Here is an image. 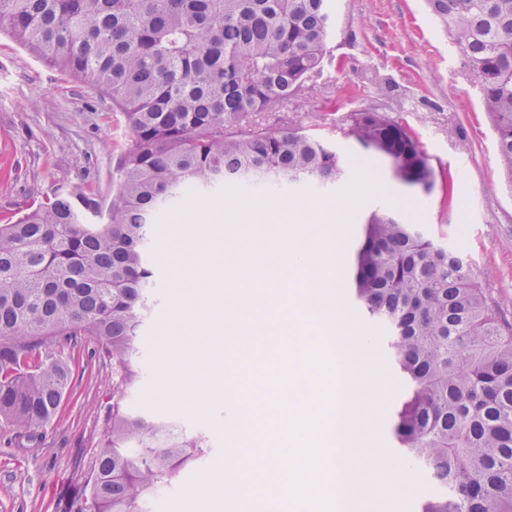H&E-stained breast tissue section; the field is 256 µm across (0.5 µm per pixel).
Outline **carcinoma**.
<instances>
[{
    "label": "carcinoma",
    "mask_w": 512,
    "mask_h": 512,
    "mask_svg": "<svg viewBox=\"0 0 512 512\" xmlns=\"http://www.w3.org/2000/svg\"><path fill=\"white\" fill-rule=\"evenodd\" d=\"M427 5L480 84L512 182V0ZM0 28L98 88L130 132L109 205L75 186L0 224V420L36 442L72 368L34 351L46 336L92 337L112 360V418L67 512H144L208 453L204 437L129 406L155 285L151 227L193 192L237 184L273 194L345 177L336 148L254 119L310 89L333 32L332 0H0ZM349 136L394 162L402 184L433 189L435 169L409 125L361 110ZM354 281L403 384L396 445L444 488L420 512H512V327L500 326L470 264L378 209L365 219Z\"/></svg>",
    "instance_id": "1"
}]
</instances>
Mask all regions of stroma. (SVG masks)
Listing matches in <instances>:
<instances>
[{
  "label": "stroma",
  "instance_id": "35a3bbf8",
  "mask_svg": "<svg viewBox=\"0 0 512 512\" xmlns=\"http://www.w3.org/2000/svg\"><path fill=\"white\" fill-rule=\"evenodd\" d=\"M328 57L322 73L312 79L310 93H298L261 113L259 124L272 130L299 128L326 140L344 157L347 175L336 185L311 188L314 208L299 227L276 224L269 211L251 215L250 223L265 225L271 237L288 235L298 242L306 227L341 226L337 300L357 335L379 336L382 328L368 321L354 301V256L366 216L396 207L410 223L472 262L499 323L512 324V185L498 168L495 134L480 105L479 83L425 0H336ZM364 109L411 126L436 172L452 175V200H445L442 188L426 194L396 181L387 161L362 154L348 131L350 115ZM128 138L121 113L107 97L37 59L8 32L0 33V224L77 185L93 186L104 201H111ZM362 170L382 189L355 199L351 193ZM223 234L213 223L199 241L174 229L152 236L155 287L140 339L143 378L131 405L149 416L177 417L187 434L206 436L211 451L147 500L146 512H157L165 500L176 502L178 512H224L223 499L207 495L206 486L218 476L228 452L242 459L261 449L252 433L258 413L247 403L238 407L240 430L225 434L224 394L246 377L247 362L271 359L280 339L307 313L302 305L305 275L247 263L239 279L280 289L281 304L247 307V351L236 349L223 335L209 334L215 351L205 364L206 408L162 399L161 384L170 370L163 338L175 305L186 298L177 269L213 260ZM39 352L71 360L74 376L60 412L36 446L19 447L15 429L0 421V512H63L81 493L110 424L112 365L97 342L89 336L68 341L53 336ZM371 359L383 365L389 388L367 411L365 446L374 456V488L365 498L364 512H417L423 497L440 494L442 488L416 467L413 486L388 492L399 463L391 429L401 384L386 365L382 345H375Z\"/></svg>",
  "mask_w": 512,
  "mask_h": 512
}]
</instances>
